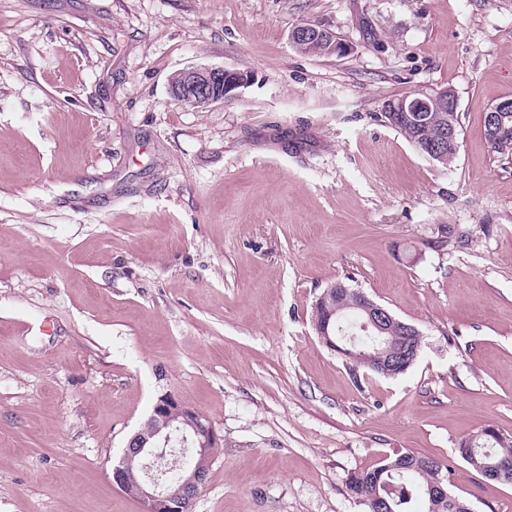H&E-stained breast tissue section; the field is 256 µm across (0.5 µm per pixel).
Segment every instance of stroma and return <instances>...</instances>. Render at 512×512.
I'll return each mask as SVG.
<instances>
[{"instance_id": "stroma-1", "label": "stroma", "mask_w": 512, "mask_h": 512, "mask_svg": "<svg viewBox=\"0 0 512 512\" xmlns=\"http://www.w3.org/2000/svg\"><path fill=\"white\" fill-rule=\"evenodd\" d=\"M203 65L251 82L174 99ZM446 88L447 167L379 118ZM507 97L512 0H0V512H143L112 468L166 392L222 438L190 512H366L350 474L399 451L512 512L458 453L512 436ZM340 282L420 330L406 373L319 341ZM333 40L336 42V33L324 28L315 23H303L297 26L290 34V41L293 46L297 49L301 44H304L305 47L314 43V42H324L325 40ZM337 43V42H336ZM339 46L332 48L328 43H318L313 46V50L310 52L311 55H340L346 51V45L341 42V44L337 43ZM251 81L247 73L224 66H200L178 72L170 90L178 101L196 106L237 99Z\"/></svg>"}]
</instances>
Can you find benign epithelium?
<instances>
[{
  "instance_id": "obj_1",
  "label": "benign epithelium",
  "mask_w": 512,
  "mask_h": 512,
  "mask_svg": "<svg viewBox=\"0 0 512 512\" xmlns=\"http://www.w3.org/2000/svg\"><path fill=\"white\" fill-rule=\"evenodd\" d=\"M336 40V33L315 23H303L290 34L294 47L306 46L325 40ZM251 76L224 66H200L178 72L170 82L174 98L186 104L209 105L237 99L241 89L248 86ZM452 100L437 92H415L392 103L393 112H433L445 109ZM367 323L378 328L381 322L393 316L381 305L363 308ZM146 426L151 435L134 433L127 441L122 462L112 468V484L124 491L137 486L135 497L143 505V512H186L206 487L208 471L203 468L211 450L218 446L219 438L209 421L200 413L184 406L173 394L165 392L155 400ZM190 447L193 461L182 466L176 484L160 482L150 474V465L158 456V448L173 438ZM142 460L141 474L135 475L125 464L128 458Z\"/></svg>"
}]
</instances>
